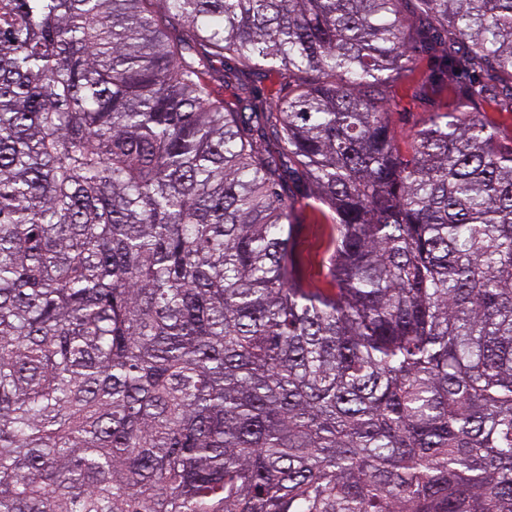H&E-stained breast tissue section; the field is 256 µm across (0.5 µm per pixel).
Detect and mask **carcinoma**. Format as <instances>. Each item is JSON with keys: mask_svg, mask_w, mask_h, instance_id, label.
Masks as SVG:
<instances>
[{"mask_svg": "<svg viewBox=\"0 0 512 512\" xmlns=\"http://www.w3.org/2000/svg\"><path fill=\"white\" fill-rule=\"evenodd\" d=\"M436 50L466 100L401 135ZM488 100L512 0H0V512H512ZM296 203L292 222L295 224V249L299 255L304 278L313 286L322 287L328 266L326 244L330 221L319 209L328 208L311 197L312 190L305 182L293 186Z\"/></svg>", "mask_w": 512, "mask_h": 512, "instance_id": "obj_1", "label": "carcinoma"}]
</instances>
